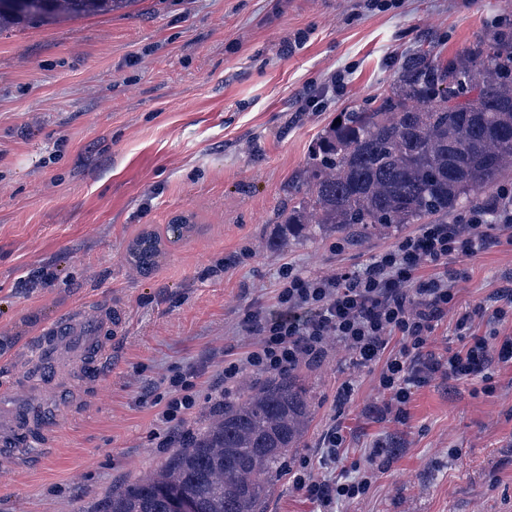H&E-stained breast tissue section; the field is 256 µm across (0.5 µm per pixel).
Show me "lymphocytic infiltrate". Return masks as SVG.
Instances as JSON below:
<instances>
[{"label":"lymphocytic infiltrate","instance_id":"obj_1","mask_svg":"<svg viewBox=\"0 0 512 512\" xmlns=\"http://www.w3.org/2000/svg\"><path fill=\"white\" fill-rule=\"evenodd\" d=\"M512 230V192L500 191L486 210L468 214L460 224H425L415 234L398 239L361 267L331 276H308L286 267L276 290L274 308L247 309L238 322L240 332L257 337L252 349L225 360L221 381L232 387L246 371L285 372L301 363L324 359L330 340L347 348L352 361L378 370L377 389L384 410L405 420L415 390L437 374L451 380L481 377L494 393L491 366L512 367V333L500 325L512 322V295L493 309L478 305L459 315L455 331L461 349L435 355L429 348L439 323L455 304L454 284L461 273L450 261L474 256L488 238L490 223ZM438 268L435 276L425 267ZM490 317L493 329L478 333L476 319ZM195 373L175 372L168 380L164 406L156 419L173 430L197 403ZM345 439L339 429L328 430L318 458L303 457L292 472V486L333 512L337 503L362 498L384 444L376 442L365 455L364 475L326 476L341 463Z\"/></svg>","mask_w":512,"mask_h":512}]
</instances>
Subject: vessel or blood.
<instances>
[{
	"instance_id": "b4317fda",
	"label": "vessel or blood",
	"mask_w": 512,
	"mask_h": 512,
	"mask_svg": "<svg viewBox=\"0 0 512 512\" xmlns=\"http://www.w3.org/2000/svg\"><path fill=\"white\" fill-rule=\"evenodd\" d=\"M85 322L84 312H69L62 324L50 323L42 328L38 345L41 352L51 358L67 349H76L80 357L88 358V372L95 376L99 373L98 357L105 347L104 334L117 327L119 318L112 313H105L96 332L91 334L86 333ZM59 420V415H48L43 408L31 406L25 411L16 430L0 435V467L8 468L15 461L19 446L41 440Z\"/></svg>"
}]
</instances>
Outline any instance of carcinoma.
<instances>
[{"label": "carcinoma", "mask_w": 512, "mask_h": 512, "mask_svg": "<svg viewBox=\"0 0 512 512\" xmlns=\"http://www.w3.org/2000/svg\"><path fill=\"white\" fill-rule=\"evenodd\" d=\"M39 2L23 10L0 0V31L108 13L128 0ZM339 118L312 145L304 196L281 222L285 236L304 240L326 229L358 243L435 224L465 205H491L512 169V13L444 67L425 51L405 58L391 95ZM158 245L147 236L130 253L148 267ZM311 417L299 371L268 373L219 401L160 472L113 489L94 512H173L176 500L193 512H264Z\"/></svg>", "instance_id": "obj_1"}]
</instances>
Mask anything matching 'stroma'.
<instances>
[{
	"label": "stroma",
	"mask_w": 512,
	"mask_h": 512,
	"mask_svg": "<svg viewBox=\"0 0 512 512\" xmlns=\"http://www.w3.org/2000/svg\"><path fill=\"white\" fill-rule=\"evenodd\" d=\"M506 0H133L107 14L0 34V434L31 399L61 413L47 445L19 449L0 478V512H94L114 487L160 471L163 441L145 388L178 369L202 371L197 405L177 431L207 423L225 354L256 339L238 322L275 303L282 268L352 270L390 247L327 233L285 239L310 145L349 107L383 97L404 57L446 61L489 34ZM308 32L303 45L298 33ZM338 70L343 93L323 110L304 98ZM183 220V235L168 227ZM160 237L151 270L130 256ZM461 305L495 306L512 291V244L498 228L454 262ZM42 268L56 274L35 283ZM111 305L120 325L100 375L77 362L52 384L29 380L40 329L75 308ZM313 417L289 465L342 427L351 468L388 448L368 493L335 512H512V368L432 379L406 422L382 418L377 373L342 345L300 368Z\"/></svg>",
	"instance_id": "obj_1"
}]
</instances>
